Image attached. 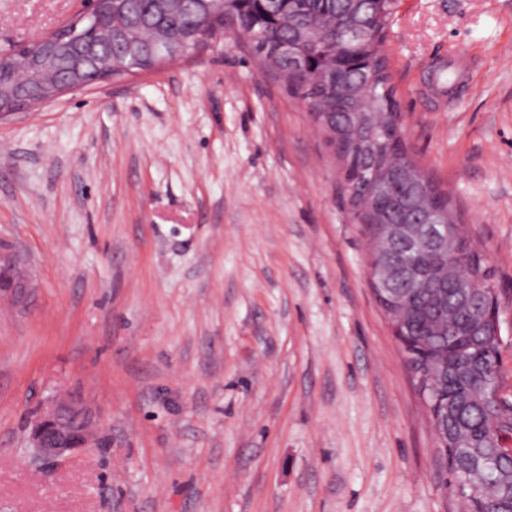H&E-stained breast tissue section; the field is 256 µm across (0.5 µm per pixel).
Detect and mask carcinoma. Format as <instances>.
I'll return each instance as SVG.
<instances>
[{
	"instance_id": "cac0c4a2",
	"label": "carcinoma",
	"mask_w": 512,
	"mask_h": 512,
	"mask_svg": "<svg viewBox=\"0 0 512 512\" xmlns=\"http://www.w3.org/2000/svg\"><path fill=\"white\" fill-rule=\"evenodd\" d=\"M397 0H359L351 14L348 0H291L294 23L321 31L340 29L361 22L371 33L362 42L338 44L309 57L312 69L328 68L318 85L290 84L289 90L303 98L310 111L329 112L324 129L336 134L342 148L336 151L342 179L351 195L350 205L357 223L373 242L381 239L382 222L408 220L419 210L441 214L457 234L459 256L432 247L408 249L400 243L389 246L383 263L409 266L414 277L393 276L395 303L382 309L390 321L405 317L397 338L415 364H427L434 381L426 383L430 395L438 396L440 427L446 434L449 474L452 484L499 471V478L512 483V402L498 405L493 387L497 378L498 348L473 321L487 305V287L494 272L483 249L451 214L448 193L430 179L406 145L394 121L397 107L390 73L381 46ZM238 21L252 28L253 49L260 53L267 43L288 40L284 17L269 8V0H231ZM226 19L211 20L194 12L189 28L181 17L172 20L180 44L192 46L207 30H223ZM461 498L467 512H508L512 504L501 499L499 490L488 496L479 489L466 490Z\"/></svg>"
}]
</instances>
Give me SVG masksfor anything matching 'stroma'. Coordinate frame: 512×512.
I'll list each match as a JSON object with an SVG mask.
<instances>
[{
  "instance_id": "35a3bbf8",
  "label": "stroma",
  "mask_w": 512,
  "mask_h": 512,
  "mask_svg": "<svg viewBox=\"0 0 512 512\" xmlns=\"http://www.w3.org/2000/svg\"><path fill=\"white\" fill-rule=\"evenodd\" d=\"M88 0H0V53ZM512 0H398L405 141L485 251L512 398ZM467 53L453 88L433 80ZM0 512H464L308 107L246 39L0 117ZM77 392L103 441L31 463ZM4 293L16 303H23L28 295L19 262L0 253V300Z\"/></svg>"
}]
</instances>
